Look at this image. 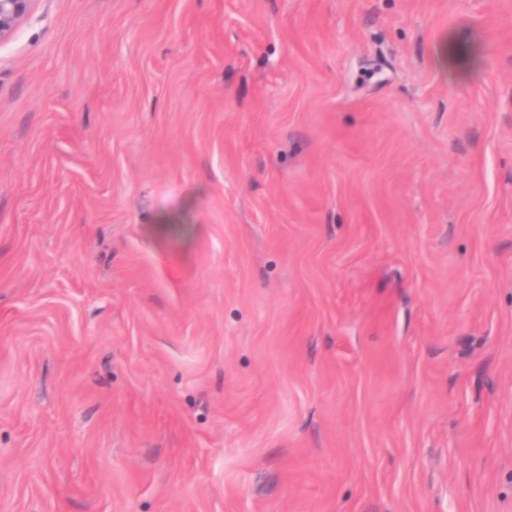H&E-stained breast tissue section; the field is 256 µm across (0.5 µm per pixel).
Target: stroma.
<instances>
[{
    "label": "stroma",
    "mask_w": 512,
    "mask_h": 512,
    "mask_svg": "<svg viewBox=\"0 0 512 512\" xmlns=\"http://www.w3.org/2000/svg\"><path fill=\"white\" fill-rule=\"evenodd\" d=\"M0 512H512V0H37ZM469 58L461 55L457 40L448 37L439 55V64L442 69L450 74H456L464 71L469 65Z\"/></svg>",
    "instance_id": "stroma-1"
}]
</instances>
